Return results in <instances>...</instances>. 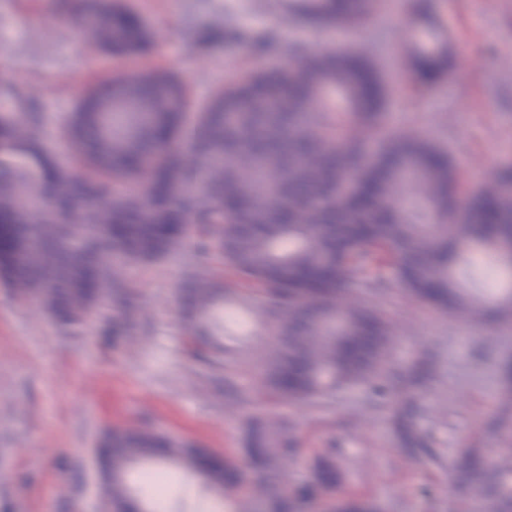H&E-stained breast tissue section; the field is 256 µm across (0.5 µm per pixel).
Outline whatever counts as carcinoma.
Wrapping results in <instances>:
<instances>
[{
    "instance_id": "cac0c4a2",
    "label": "carcinoma",
    "mask_w": 512,
    "mask_h": 512,
    "mask_svg": "<svg viewBox=\"0 0 512 512\" xmlns=\"http://www.w3.org/2000/svg\"><path fill=\"white\" fill-rule=\"evenodd\" d=\"M377 0H293V15L348 30L355 45L308 56L294 44L290 62L252 72L215 91L195 115L182 82L165 72L122 76L92 88L76 110L47 130L41 103L0 78V285L41 304L64 331H84L85 310L101 318V342L139 335V294L122 267L150 265L186 248L180 315L184 350L234 388L240 355L224 345V315L251 313L271 340L260 379L281 402L329 407L337 391L372 383L396 388L386 373L394 329L363 297L390 283L366 269L381 255L396 284L416 301L462 320L512 316L502 295L465 288L460 247L484 241L494 266L512 250V183L501 175L461 195L448 149L413 132L381 125L388 88L360 41L356 20L374 17ZM89 38L122 56L141 51L148 33L112 0H88ZM428 33L432 0H416ZM448 74L446 53L423 47L411 79L426 91ZM39 252L26 258L25 243ZM229 263L236 274L224 279ZM431 376L421 360L404 387L392 428L425 467L433 461L415 428L411 391ZM249 458L241 468L165 434L104 433L101 461L115 512H151L143 489L148 465H179L230 497L248 485L263 494L258 512H308L336 486V467L282 487L297 449L282 420L247 419ZM481 459L465 454L457 492L488 512H512V459L486 483L470 481ZM334 512H376L359 499Z\"/></svg>"
}]
</instances>
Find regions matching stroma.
<instances>
[{
	"label": "stroma",
	"mask_w": 512,
	"mask_h": 512,
	"mask_svg": "<svg viewBox=\"0 0 512 512\" xmlns=\"http://www.w3.org/2000/svg\"><path fill=\"white\" fill-rule=\"evenodd\" d=\"M151 38L148 51L116 57L88 41L80 17L57 0H0V77L22 84L49 124L73 112L98 82L118 72L162 70L187 85L200 107L219 85L258 69L286 64L221 38L200 43L201 27L225 23L275 30L312 52L334 48L340 36L288 14V0H121ZM415 0H396L389 19L362 22L363 39L390 81L387 122L447 144L463 187L512 163V0H440L438 23L448 39L444 84L414 95L406 54ZM181 260L125 268L141 295L140 315L152 330L105 349L91 334L58 328L40 303L15 299L0 287V512H110L109 486L97 446L113 428L150 429L190 442L227 462L246 458V419L283 412L299 454L289 477L305 473L323 449L336 451V499L356 498L382 512H477L455 489L461 453L479 451L494 468L512 449V416L498 420L512 386V321L474 327L424 307L404 293L367 297L396 330L390 359L408 374L422 355L431 382L415 395L416 428L437 462L416 466L389 423L401 392L376 395L361 384L336 393L332 411L307 404L278 407L255 371L240 391H225L183 351L176 296ZM170 492L161 512H222L223 495L181 469L166 470Z\"/></svg>",
	"instance_id": "1"
}]
</instances>
